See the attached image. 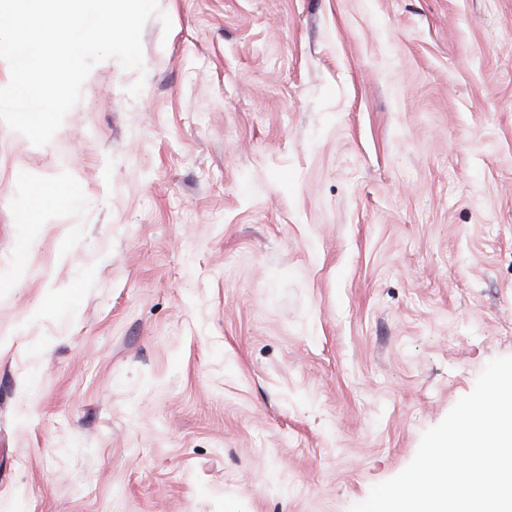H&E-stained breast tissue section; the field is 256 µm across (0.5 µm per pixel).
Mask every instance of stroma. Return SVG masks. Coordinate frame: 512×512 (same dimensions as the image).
Instances as JSON below:
<instances>
[{
    "instance_id": "stroma-1",
    "label": "stroma",
    "mask_w": 512,
    "mask_h": 512,
    "mask_svg": "<svg viewBox=\"0 0 512 512\" xmlns=\"http://www.w3.org/2000/svg\"><path fill=\"white\" fill-rule=\"evenodd\" d=\"M157 3L0 122V512H350L512 356V0Z\"/></svg>"
}]
</instances>
